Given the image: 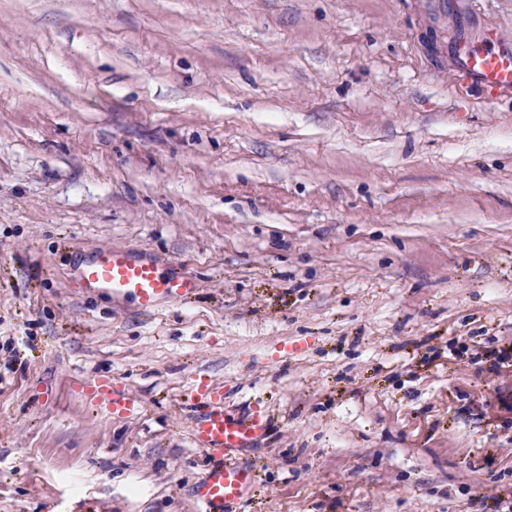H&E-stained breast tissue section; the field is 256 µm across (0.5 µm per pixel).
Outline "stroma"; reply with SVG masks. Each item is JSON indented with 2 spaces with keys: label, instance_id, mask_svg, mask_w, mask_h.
Returning a JSON list of instances; mask_svg holds the SVG:
<instances>
[{
  "label": "stroma",
  "instance_id": "1",
  "mask_svg": "<svg viewBox=\"0 0 512 512\" xmlns=\"http://www.w3.org/2000/svg\"><path fill=\"white\" fill-rule=\"evenodd\" d=\"M489 26L512 0H0V512H195L203 383L271 419L232 512H502L512 94L454 53ZM100 246L197 293L87 294ZM93 393L99 410L111 419L112 415H128L139 408V404L129 395L113 391L111 380L95 383Z\"/></svg>",
  "mask_w": 512,
  "mask_h": 512
}]
</instances>
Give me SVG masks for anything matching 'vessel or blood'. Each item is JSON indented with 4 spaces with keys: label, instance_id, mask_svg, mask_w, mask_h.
Listing matches in <instances>:
<instances>
[{
    "label": "vessel or blood",
    "instance_id": "vessel-or-blood-1",
    "mask_svg": "<svg viewBox=\"0 0 512 512\" xmlns=\"http://www.w3.org/2000/svg\"><path fill=\"white\" fill-rule=\"evenodd\" d=\"M456 57L461 81L494 95L512 94V45L502 44L497 29L489 28L461 40ZM76 273L84 290L115 299H132L148 313L165 303L182 302L197 288L193 274L181 265L163 268L154 261L134 259L125 249L112 246L98 248ZM93 393L99 410L108 416L127 415L139 408L129 395L113 391L108 380L97 382ZM269 427V418L261 413L227 418L223 389H205L203 406L190 425L193 447L210 458L205 476L194 491L199 512H225L242 498L253 484L254 474L237 464L234 457L265 436Z\"/></svg>",
    "mask_w": 512,
    "mask_h": 512
}]
</instances>
